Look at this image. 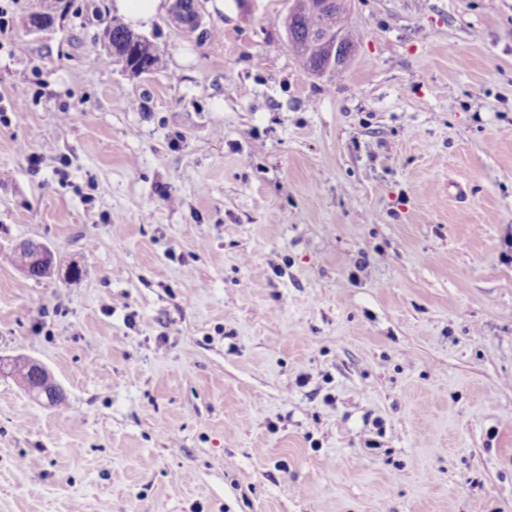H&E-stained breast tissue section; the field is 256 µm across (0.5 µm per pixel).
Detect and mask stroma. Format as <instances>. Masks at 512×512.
I'll use <instances>...</instances> for the list:
<instances>
[{
    "instance_id": "35a3bbf8",
    "label": "stroma",
    "mask_w": 512,
    "mask_h": 512,
    "mask_svg": "<svg viewBox=\"0 0 512 512\" xmlns=\"http://www.w3.org/2000/svg\"><path fill=\"white\" fill-rule=\"evenodd\" d=\"M9 3L0 355L67 405L0 378V512H512V0H353L332 81L293 0L158 11L142 75L115 0ZM174 2L170 6V15L172 20L183 28L185 26V30L187 32H194L198 27H193L187 25L191 19L197 15V10H201L200 0H173ZM184 29V28H183ZM191 32V33H192ZM327 1L295 0L288 15L280 19L276 17L273 23L285 28L288 44L295 53L300 67L308 74L315 77H327L328 80L340 76L352 63L358 35L349 24L352 10L351 0H329L324 10H317V5ZM328 18L336 27L344 29L345 40L342 43V60L339 67L327 69L328 61L323 52L302 51L301 48L307 41L309 34L315 28L323 24L324 18ZM104 43L107 51L104 61L108 64L123 61L125 69H130L135 75L149 74L157 68L159 54L155 44L134 33L119 20H112V24L106 29ZM14 252L15 261L21 268L27 264V259L32 256L30 265L24 268L26 275H31L32 268L40 272L47 270L49 273H52L54 268V254L50 249L40 247L35 249L32 255L28 250L18 252L14 249ZM29 360H15L11 364V369L9 375L14 377L18 383L23 385L24 389L29 392V395L35 399L40 400L41 398H46V388L48 386H54V383L51 381L48 373L44 369L45 367L38 361L30 360V364L33 367V371L35 375L38 377L39 384L28 386L33 381V371L32 367L30 366ZM47 375V380L44 382V376ZM42 382H44L42 384Z\"/></svg>"
}]
</instances>
